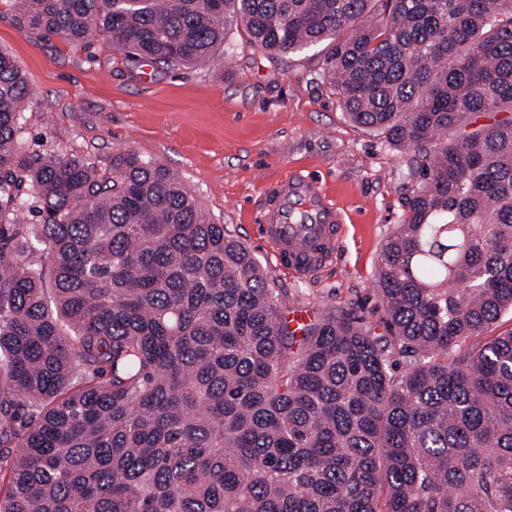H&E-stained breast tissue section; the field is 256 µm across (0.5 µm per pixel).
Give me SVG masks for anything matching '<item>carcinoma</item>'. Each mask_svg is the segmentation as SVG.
<instances>
[{
    "label": "carcinoma",
    "instance_id": "cac0c4a2",
    "mask_svg": "<svg viewBox=\"0 0 512 512\" xmlns=\"http://www.w3.org/2000/svg\"><path fill=\"white\" fill-rule=\"evenodd\" d=\"M14 2L172 69L233 26L322 46L349 119L412 155L391 339L349 314L298 336L164 164L31 154L0 49V512H512V330L451 356L512 309V0Z\"/></svg>",
    "mask_w": 512,
    "mask_h": 512
}]
</instances>
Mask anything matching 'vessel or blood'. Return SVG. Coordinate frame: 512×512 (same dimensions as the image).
Listing matches in <instances>:
<instances>
[{
	"label": "vessel or blood",
	"instance_id": "b4317fda",
	"mask_svg": "<svg viewBox=\"0 0 512 512\" xmlns=\"http://www.w3.org/2000/svg\"><path fill=\"white\" fill-rule=\"evenodd\" d=\"M258 229L279 270L306 280L332 261L343 217L322 182L301 167L265 183Z\"/></svg>",
	"mask_w": 512,
	"mask_h": 512
}]
</instances>
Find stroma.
Instances as JSON below:
<instances>
[{"mask_svg": "<svg viewBox=\"0 0 512 512\" xmlns=\"http://www.w3.org/2000/svg\"><path fill=\"white\" fill-rule=\"evenodd\" d=\"M246 40L229 29V51L205 66L136 64L99 34L82 44L21 27L11 0H0V48L33 92L24 114L31 150L106 171L123 153L164 163L251 248L282 313L355 315L388 338L378 259L404 210L408 155L348 119L323 76L321 49L274 58ZM293 166L319 177L344 216L335 263L307 281L276 268L254 224L264 182Z\"/></svg>", "mask_w": 512, "mask_h": 512, "instance_id": "35a3bbf8", "label": "stroma"}]
</instances>
